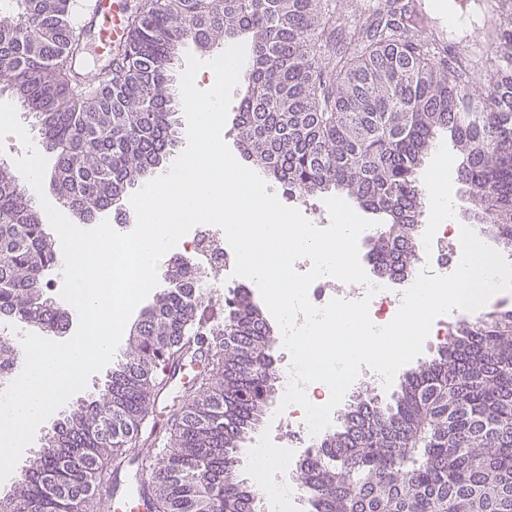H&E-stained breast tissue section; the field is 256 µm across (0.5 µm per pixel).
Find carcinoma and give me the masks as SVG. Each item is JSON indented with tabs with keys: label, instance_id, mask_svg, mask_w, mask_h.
<instances>
[{
	"label": "carcinoma",
	"instance_id": "obj_1",
	"mask_svg": "<svg viewBox=\"0 0 512 512\" xmlns=\"http://www.w3.org/2000/svg\"><path fill=\"white\" fill-rule=\"evenodd\" d=\"M78 0H0V80L55 156L54 187L89 218L150 179L178 144L170 71L183 45L246 38L251 69L236 129L245 158L296 194L334 189L381 219L373 268L416 260L415 178L440 135L460 153L470 217L512 252V28L487 33L506 67L474 94L472 60L436 59L421 26L380 20L322 66L333 42L322 0H141L116 66L72 68L85 29ZM53 242L23 181L0 166V321L63 330L44 293ZM204 290L180 269L141 314L98 394L57 423L56 449L13 487L15 512H112V477L137 465L148 512H250L257 489L228 480L240 440L264 417L277 374L260 307L242 293L202 321ZM447 350L409 373L391 401L354 396L301 467L310 512H512V310L466 320ZM20 352L0 337V380ZM187 365L180 407L156 406ZM166 442L164 457L129 449Z\"/></svg>",
	"mask_w": 512,
	"mask_h": 512
}]
</instances>
